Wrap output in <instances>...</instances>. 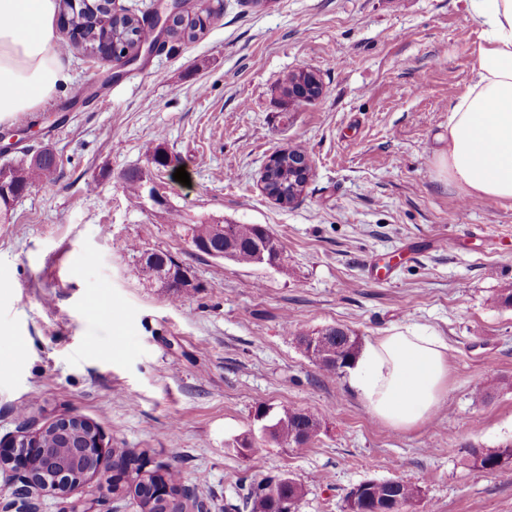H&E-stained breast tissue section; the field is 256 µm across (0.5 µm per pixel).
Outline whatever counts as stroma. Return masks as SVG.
<instances>
[{"label": "stroma", "mask_w": 512, "mask_h": 512, "mask_svg": "<svg viewBox=\"0 0 512 512\" xmlns=\"http://www.w3.org/2000/svg\"><path fill=\"white\" fill-rule=\"evenodd\" d=\"M208 13L197 40L124 67L68 53L74 80L36 119L0 125L57 159L0 224V439L77 415L103 454L142 472L175 467L210 512L266 476L301 482L298 512H343L366 481L421 486L406 512H512V467H473L468 447L512 443V201L466 199L437 165L448 110L472 78L482 26L468 0H188ZM311 104L282 87L300 68ZM307 148L315 175L281 206L258 189L269 156ZM162 146L174 167L148 164ZM184 167L191 183L173 178ZM166 183L156 206L123 174ZM181 214L183 223L172 221ZM263 224L279 265L193 251L186 224ZM171 254L195 287L179 300L145 280L129 243ZM329 326L368 343L421 325L448 340V394L411 431L370 415L348 375L307 360L283 329ZM503 388L479 396L478 384ZM317 415L299 447L265 439L258 409ZM253 446L241 450L239 442ZM73 499L139 512L97 480Z\"/></svg>", "instance_id": "35a3bbf8"}]
</instances>
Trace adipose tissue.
<instances>
[{
	"instance_id": "1",
	"label": "adipose tissue",
	"mask_w": 512,
	"mask_h": 512,
	"mask_svg": "<svg viewBox=\"0 0 512 512\" xmlns=\"http://www.w3.org/2000/svg\"><path fill=\"white\" fill-rule=\"evenodd\" d=\"M481 21L473 76L448 114L440 160L448 181L483 201L512 200V0H471ZM56 0H0V123L43 111L71 84L57 50ZM359 400L398 431L427 422L447 396L448 342L434 331L393 328L350 369Z\"/></svg>"
}]
</instances>
